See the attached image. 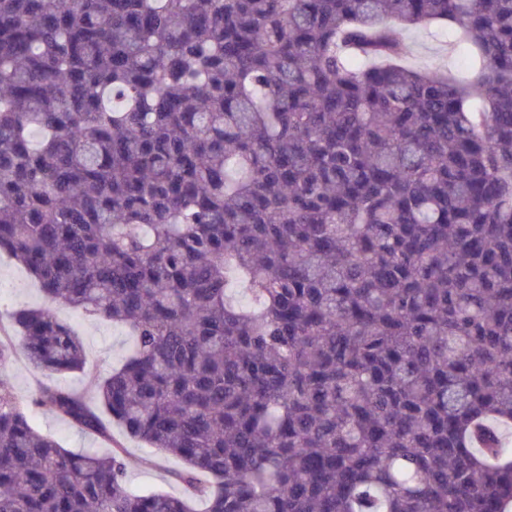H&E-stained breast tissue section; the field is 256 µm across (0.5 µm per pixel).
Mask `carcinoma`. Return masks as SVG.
Returning a JSON list of instances; mask_svg holds the SVG:
<instances>
[{
  "label": "carcinoma",
  "mask_w": 512,
  "mask_h": 512,
  "mask_svg": "<svg viewBox=\"0 0 512 512\" xmlns=\"http://www.w3.org/2000/svg\"><path fill=\"white\" fill-rule=\"evenodd\" d=\"M431 22L469 78L404 64ZM0 253L46 301L0 323V512H507L512 0H0ZM56 310L84 339L88 368L104 374L121 364L130 346L125 328L112 322L85 319L65 306H58ZM6 382L24 400L38 383H49L65 389H81L85 378L80 374H44L24 360L15 361L5 375ZM35 424L43 434L53 437L63 448L70 450L89 448L99 454H104L111 450L97 436L81 432L69 422L52 414L37 412ZM112 438L123 443L127 450V480L134 489L180 493V487L172 479L170 472L180 468L181 462L143 442L126 437L123 430L116 425L112 427Z\"/></svg>",
  "instance_id": "obj_1"
}]
</instances>
